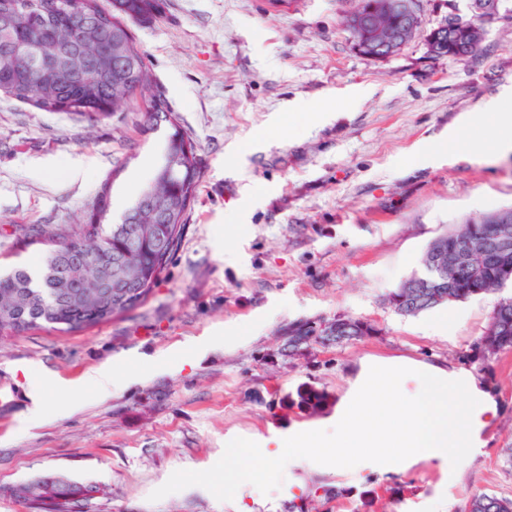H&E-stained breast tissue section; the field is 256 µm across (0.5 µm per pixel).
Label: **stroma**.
<instances>
[{
  "mask_svg": "<svg viewBox=\"0 0 512 512\" xmlns=\"http://www.w3.org/2000/svg\"><path fill=\"white\" fill-rule=\"evenodd\" d=\"M355 0H161L129 21L154 86L198 145L202 176L168 273L128 313L75 332L0 337V486L64 477L98 487L93 512H452L480 493L512 498V351L469 355L500 300L396 314L387 293L420 269L429 243L465 218L512 208V154L415 157L512 90V0L483 20L465 61L432 57L429 32L472 0H418L421 26L397 54L359 55L341 25ZM328 109L297 119L291 108ZM132 100L89 126L0 98V257L39 264L19 228L86 218L105 181L113 215L152 172L166 134H141ZM90 157L79 178L68 160ZM345 314L370 335L288 351V325ZM255 335L225 344L230 326ZM140 384L68 394L87 372L135 354ZM469 365L503 401L487 453L460 481L436 468L381 476L345 464L320 474L272 465L263 495L224 492V440L284 434L331 415L366 356ZM46 405L34 414L32 396Z\"/></svg>",
  "mask_w": 512,
  "mask_h": 512,
  "instance_id": "1",
  "label": "stroma"
}]
</instances>
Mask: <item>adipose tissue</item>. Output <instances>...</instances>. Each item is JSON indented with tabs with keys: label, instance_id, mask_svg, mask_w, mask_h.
<instances>
[{
	"label": "adipose tissue",
	"instance_id": "adipose-tissue-1",
	"mask_svg": "<svg viewBox=\"0 0 512 512\" xmlns=\"http://www.w3.org/2000/svg\"><path fill=\"white\" fill-rule=\"evenodd\" d=\"M512 152V110L504 99L487 104L446 148ZM501 401L470 369L408 356L364 357L349 369L334 416L291 427L287 439H231L226 443L224 485L241 491L261 485L281 462L317 472L345 462L382 475H401L423 463L456 479L483 456Z\"/></svg>",
	"mask_w": 512,
	"mask_h": 512
}]
</instances>
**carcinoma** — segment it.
<instances>
[{
  "label": "carcinoma",
  "instance_id": "obj_1",
  "mask_svg": "<svg viewBox=\"0 0 512 512\" xmlns=\"http://www.w3.org/2000/svg\"><path fill=\"white\" fill-rule=\"evenodd\" d=\"M158 2L111 0V8L104 9L97 0H0V16L12 19L10 26L0 27V53L16 44L40 40L51 50L65 48L66 63L75 68L71 79L51 82L37 79L24 66L16 65L11 69L0 66V96L41 112H64L92 123L108 119L130 100L140 99L144 131H155L166 124L171 133L161 160L131 208H136L149 195L165 197L174 206L166 224L165 246L160 249L154 248L152 240L153 220L147 214L142 217L145 229L138 242L139 255L148 275L139 292L128 298L118 292L101 298L94 276V261L100 255L119 258L128 246V238L120 233V225L111 220L109 184L101 188L87 221L48 224L17 238L25 248L41 245L44 250L37 269L14 263L0 273L1 336L21 335L37 329L81 330L127 313L145 301L179 248L201 176L197 145L183 130L166 99L154 89L145 55L137 47L126 23L128 19H153ZM44 4L49 5L50 12L43 16L39 28L33 30L27 22L28 9ZM353 12H361L371 19L369 26L352 33L354 49L369 59L374 43L388 32L401 31L402 43L413 34L411 30L402 29V21L397 16L384 10L382 0H357ZM77 16L100 23V31H89L80 40L71 41V25ZM479 22L476 18L472 26L454 31L446 45L441 44L436 31H431L427 38L429 54L451 60L472 55L482 41ZM461 232L484 240L483 258L475 257L467 265L458 263L455 249L460 247ZM78 253L88 260L82 300L60 293L55 277L56 268L71 264ZM505 261L512 267V251L502 256L485 218L464 219L448 232V272L437 281L436 292L447 296L446 304L499 292L512 286V274L504 275ZM385 301L396 313L407 317L432 310L411 296L408 288L391 291ZM314 324L313 320L303 321L288 335V353L297 351L312 338L323 344L341 346L372 331L367 322L348 315L337 331L326 336L315 335ZM477 350L483 358L512 350V296L501 299L494 308ZM24 489L23 500L34 512H70V497L84 496L97 487L83 490L63 477H56L32 481ZM460 512H512V499L475 495Z\"/></svg>",
  "mask_w": 512,
  "mask_h": 512
}]
</instances>
